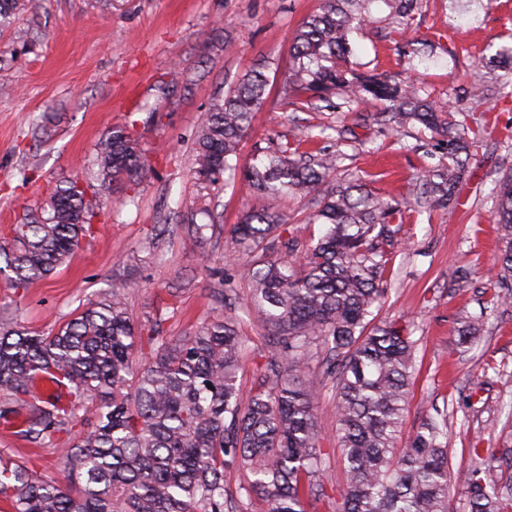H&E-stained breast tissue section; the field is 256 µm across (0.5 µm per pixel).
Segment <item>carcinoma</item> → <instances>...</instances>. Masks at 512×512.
Segmentation results:
<instances>
[{
	"mask_svg": "<svg viewBox=\"0 0 512 512\" xmlns=\"http://www.w3.org/2000/svg\"><path fill=\"white\" fill-rule=\"evenodd\" d=\"M423 0H321L295 29L292 62L280 101L294 112H315L339 94L346 111L373 109L374 120L397 134L418 125L446 150L448 163L417 181L401 199L368 188L360 175L339 174L341 157L306 151L298 137L267 147L240 166L241 142L266 105L269 77L255 66L212 99L193 139V171L215 180L242 174L241 186L263 199L314 201L305 220L322 224L317 242L282 241L290 259L261 248L282 237L283 215L264 205L245 212L233 232L250 258L239 263L250 283L245 307L276 336L280 358L243 395L246 350L237 319L204 322L185 336L163 325L179 308L166 303L148 323L130 319L124 289L92 302L48 333L0 323V420L24 413L11 435L61 449L64 478L38 473L0 455V499L12 512H224V471H248L238 512L252 495L270 512H307L319 496L323 459L315 412L320 394L307 359L323 346L326 375L336 380L334 414L346 482L341 512H450L451 473L445 416L424 419L398 445L414 384L415 342L395 322L372 324L386 295L384 277L406 216L415 208L453 211L473 149L488 131L486 113L458 120L459 111L431 100L420 85L387 74L360 75L349 66L350 36L378 22L388 8L386 37L406 41L408 64L426 63L427 39L408 38ZM37 19L39 0H0V20L15 13ZM126 121L100 140L102 183L136 182L152 171ZM499 256L494 276L512 288V173L493 200ZM95 199L77 179L55 187L47 207L24 212L10 242L0 244V276L14 288L50 276L78 248L97 218ZM483 320L467 316L462 342L480 335ZM43 374L55 386L34 390ZM468 512H512V449L472 467L465 477Z\"/></svg>",
	"mask_w": 512,
	"mask_h": 512,
	"instance_id": "carcinoma-1",
	"label": "carcinoma"
}]
</instances>
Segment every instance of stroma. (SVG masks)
Returning a JSON list of instances; mask_svg holds the SVG:
<instances>
[{
    "mask_svg": "<svg viewBox=\"0 0 512 512\" xmlns=\"http://www.w3.org/2000/svg\"><path fill=\"white\" fill-rule=\"evenodd\" d=\"M320 0H41L37 20L24 13L0 26V239L9 237L23 208L44 207L56 184L74 177L95 183L97 145L125 115L133 135L154 162L138 184L106 192L90 234L71 260L28 288L0 280V323L18 321L47 331L69 320L88 302L119 286L130 318L140 324L176 293L182 312L165 331L180 336L190 327L229 314L218 279L236 268L232 228L243 211L261 206L256 196L231 181L211 183L192 172V137L214 93L259 61H268L271 88L290 60L294 29ZM457 24L454 41L436 32ZM417 36L433 39L426 74L410 70L395 43L379 29L356 33L351 66L386 72L422 83L431 99L478 113L458 74L480 66L488 45L512 35V0L492 9H452L449 0H427ZM235 46L222 51L218 40ZM25 66H18V59ZM501 127L485 135L473 161V176L461 191V206L447 214L414 215L402 227L401 253L387 277L386 302L376 324L402 319L416 341L415 383L409 393L404 435H411L433 409L448 411L452 457L451 512H467L465 474L471 447L499 453L512 448V303L494 305L499 283L489 272L496 255L490 222L493 189L512 171V142ZM348 126L353 135L323 140L324 149L347 154L351 171H366L378 193L398 198L425 169L442 163L441 149L426 134L392 135L372 121L354 122L342 112H294L271 95L243 141L250 158L269 138L292 139L307 127ZM52 131L42 138V127ZM371 151L359 153L360 142ZM35 181L26 185L22 172ZM210 206L218 215L204 242L182 229L190 213ZM274 207L289 222V235L317 241L323 228L303 223L305 200L283 197ZM469 287L453 284L461 272ZM479 315L485 330L462 346L458 322ZM248 338L241 384L250 389L274 354L270 330L258 319L245 321ZM309 376L320 390L316 413L319 446L326 455L324 493L310 512H336L345 481L337 449L333 382L322 355L309 361Z\"/></svg>",
    "mask_w": 512,
    "mask_h": 512,
    "instance_id": "1",
    "label": "stroma"
}]
</instances>
